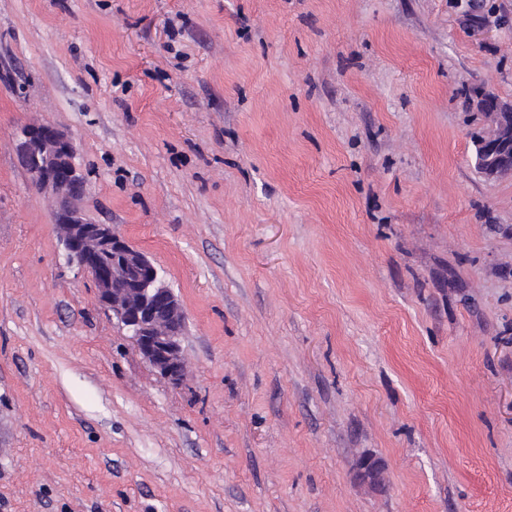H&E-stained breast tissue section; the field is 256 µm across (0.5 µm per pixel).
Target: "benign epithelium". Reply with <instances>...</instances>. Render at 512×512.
I'll return each instance as SVG.
<instances>
[{"label": "benign epithelium", "instance_id": "benign-epithelium-1", "mask_svg": "<svg viewBox=\"0 0 512 512\" xmlns=\"http://www.w3.org/2000/svg\"><path fill=\"white\" fill-rule=\"evenodd\" d=\"M492 129L480 137L484 145L477 165L488 178L512 175V104L501 100L487 111ZM16 151L32 183L51 192L54 221L66 261L91 275L98 301L126 331L134 349L161 377L182 381L185 361L181 346L186 316L157 266L131 246L110 224L88 221L77 205L85 191L75 163L72 139L49 123L22 128ZM356 477L373 489L385 485V465L364 456Z\"/></svg>", "mask_w": 512, "mask_h": 512}]
</instances>
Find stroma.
I'll return each mask as SVG.
<instances>
[{
  "instance_id": "stroma-1",
  "label": "stroma",
  "mask_w": 512,
  "mask_h": 512,
  "mask_svg": "<svg viewBox=\"0 0 512 512\" xmlns=\"http://www.w3.org/2000/svg\"><path fill=\"white\" fill-rule=\"evenodd\" d=\"M0 0V512H512V0ZM160 267L182 383L15 134ZM381 459L384 490L358 483ZM499 97L492 91L483 89L479 94L477 106L480 111L483 102L494 101ZM493 119L492 129L480 137V148L475 141V159L477 165L487 178H499L512 175V104L501 100L494 102L493 108L486 112ZM16 151L32 183L51 192L63 254L91 275L98 301L126 331L134 349L161 377L178 383L186 316L157 266L109 224L88 221L77 205L85 191L72 139L49 123L22 128Z\"/></svg>"
}]
</instances>
